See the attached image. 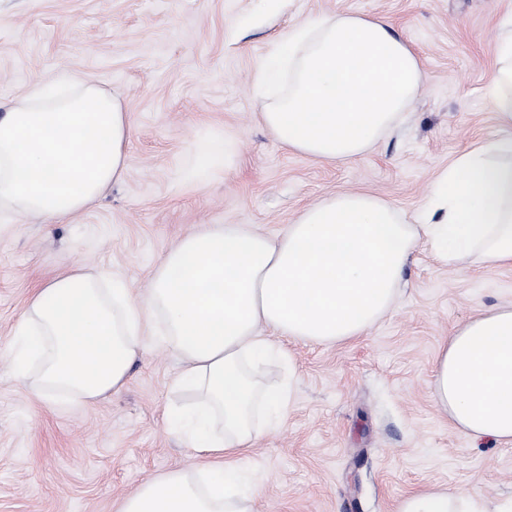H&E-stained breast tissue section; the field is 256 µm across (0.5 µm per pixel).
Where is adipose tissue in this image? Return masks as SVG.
<instances>
[{"label": "adipose tissue", "instance_id": "1", "mask_svg": "<svg viewBox=\"0 0 512 512\" xmlns=\"http://www.w3.org/2000/svg\"><path fill=\"white\" fill-rule=\"evenodd\" d=\"M490 89L504 128L440 171L415 219L366 192L329 195L271 236L249 224L181 237L132 295L122 280L71 268L36 289L16 328L19 378L45 399L96 404L121 391L144 335L182 363L194 396L168 414L201 462L155 476L117 512H251L238 460L276 430L297 383L265 379L280 336L334 345L393 307L419 243L439 261L512 267V34ZM425 81L422 57L382 19L319 15L289 28L254 72L261 124L289 151L351 163L392 132ZM131 119L94 74L70 71L0 110V214L76 220L122 179ZM431 394L467 438L512 445V304L457 325L435 357ZM398 512H484L465 491L427 487Z\"/></svg>", "mask_w": 512, "mask_h": 512}]
</instances>
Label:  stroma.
<instances>
[{"instance_id": "1", "label": "stroma", "mask_w": 512, "mask_h": 512, "mask_svg": "<svg viewBox=\"0 0 512 512\" xmlns=\"http://www.w3.org/2000/svg\"><path fill=\"white\" fill-rule=\"evenodd\" d=\"M385 18L417 50L426 85L406 123L362 160L288 152L257 119L255 63L319 14ZM512 0H0V101L61 71L95 74L131 115L129 168L75 223L0 218V512H115L145 481L198 462L166 422L190 401L181 364L148 345L128 384L96 405L38 398L15 374L13 332L34 290L64 268L146 288L185 233L252 224L277 235L323 196L366 190L419 211L441 170L495 135L489 79ZM224 136L223 169L187 178L194 141ZM395 308L347 343L284 342L299 375L278 432L240 462L254 512H394L435 484L512 512V446L457 433L431 397L445 336L512 302V268L474 271L413 253Z\"/></svg>"}]
</instances>
